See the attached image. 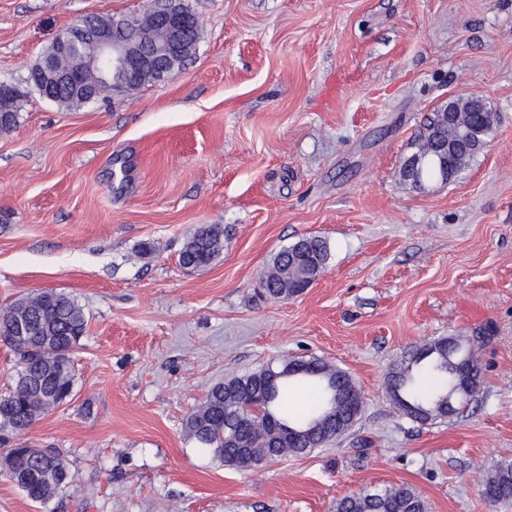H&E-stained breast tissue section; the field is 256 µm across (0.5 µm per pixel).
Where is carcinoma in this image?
Wrapping results in <instances>:
<instances>
[{"instance_id":"cac0c4a2","label":"carcinoma","mask_w":512,"mask_h":512,"mask_svg":"<svg viewBox=\"0 0 512 512\" xmlns=\"http://www.w3.org/2000/svg\"><path fill=\"white\" fill-rule=\"evenodd\" d=\"M11 112L0 120V132L12 130L18 123L25 92L11 84L0 83ZM298 243L282 247L264 271V293L273 299L288 295V290L308 277L324 272L330 248L321 238L309 240L311 263L290 262ZM224 251V226L206 224L190 232L179 251L178 262L184 268L210 265ZM17 321L27 324L29 334L17 343L8 334L0 341L7 344L18 361L14 383L0 394V430L19 437L49 410L45 398L59 404L73 388V355L87 329L83 307L69 295L51 291L22 298L3 311L0 330ZM475 344L454 336H442L409 349L391 369L387 378L389 397L405 414L416 421L428 422L464 412L476 395L454 390L456 371L462 361L469 362L475 386H480L482 369ZM279 362L292 367L293 374L280 379L272 398L263 403L265 417L279 421L284 429L272 435L256 414L258 405L246 406L250 392L267 384L266 367L211 386L201 406L186 419L187 436L202 448H210L226 465H239L241 457L261 454L273 459L324 446L338 437V431L356 422L363 396L352 377L323 360ZM304 379L314 389V403L301 416L289 419L276 410L282 387L295 378ZM0 457L6 465L0 470L8 478L12 471L30 474L27 497L40 504L55 498L73 481L70 466L55 448L30 450L9 448ZM482 494L491 505L512 504V461H498L483 476ZM336 512H427L425 501L406 485H392L381 491H366L336 502Z\"/></svg>"}]
</instances>
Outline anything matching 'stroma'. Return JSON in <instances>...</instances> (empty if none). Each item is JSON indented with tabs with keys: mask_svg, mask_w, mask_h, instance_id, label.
Listing matches in <instances>:
<instances>
[{
	"mask_svg": "<svg viewBox=\"0 0 512 512\" xmlns=\"http://www.w3.org/2000/svg\"><path fill=\"white\" fill-rule=\"evenodd\" d=\"M200 21L183 71L65 109L28 92L0 133V308L48 289L88 316L71 396L21 438L75 481L39 505L0 474V512H335L412 486L428 512L483 499L512 460V0H182ZM153 0H0V83L88 16ZM482 95L498 114L453 181L401 177L434 109ZM224 227L209 267L188 232ZM330 245L301 295L258 292L275 252ZM150 245L140 255L142 245ZM483 336L465 413L421 423L386 377L411 346ZM348 372L363 411L344 436L239 470L188 439L208 389L282 356ZM223 251V225H201L185 238L179 251L178 262L184 268H203L210 265Z\"/></svg>",
	"mask_w": 512,
	"mask_h": 512,
	"instance_id": "stroma-1",
	"label": "stroma"
}]
</instances>
